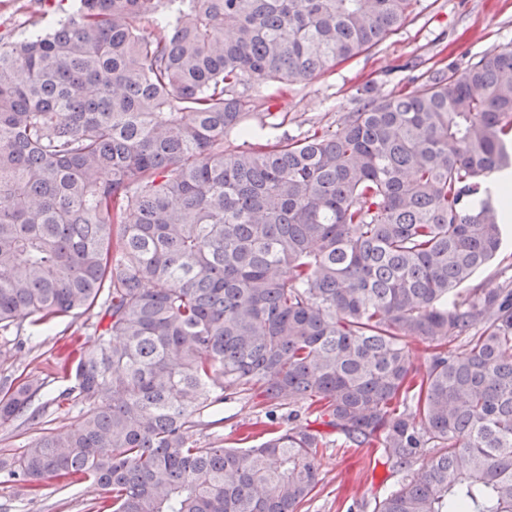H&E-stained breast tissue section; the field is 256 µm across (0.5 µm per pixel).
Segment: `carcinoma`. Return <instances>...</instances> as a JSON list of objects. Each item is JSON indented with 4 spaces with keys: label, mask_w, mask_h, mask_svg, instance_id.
<instances>
[{
    "label": "carcinoma",
    "mask_w": 512,
    "mask_h": 512,
    "mask_svg": "<svg viewBox=\"0 0 512 512\" xmlns=\"http://www.w3.org/2000/svg\"><path fill=\"white\" fill-rule=\"evenodd\" d=\"M412 2L59 0L0 29V332L94 319L57 363L80 419L5 481H88V512H299L319 423L399 476L361 512H512V279L472 284L507 228L512 48L366 84L334 131L252 125L255 85L325 75ZM43 386L0 378V425ZM254 390L257 444L192 441ZM493 193L497 196L500 207L504 210L507 220L512 221V173L504 172L493 186Z\"/></svg>",
    "instance_id": "cac0c4a2"
}]
</instances>
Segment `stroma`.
I'll use <instances>...</instances> for the list:
<instances>
[{
    "label": "stroma",
    "instance_id": "obj_1",
    "mask_svg": "<svg viewBox=\"0 0 512 512\" xmlns=\"http://www.w3.org/2000/svg\"><path fill=\"white\" fill-rule=\"evenodd\" d=\"M505 47L512 48V0H416L404 26L379 46L312 81L282 89L274 84L261 87L254 100L256 111L284 112L288 120L280 128L261 130L260 135L266 140L285 134L301 138L316 128L337 129L351 108L352 94L366 82L376 81L381 93H399L408 88L403 64L444 57L464 63ZM65 327V322H58L0 356V376L48 374L46 350L62 354L70 345ZM264 412L263 400L256 394L216 405L213 414L221 418V427L212 434H194L193 439L201 446L213 442L239 446L246 424ZM79 416L76 408L67 413L49 410L27 423L0 425V454H19L35 438L65 432ZM319 463L322 480L300 512H347L352 503L382 497L396 481L379 459H367L340 439L321 448ZM99 495V488L86 482L64 489L58 481L48 480L42 497L32 501L21 485L0 484V512H84Z\"/></svg>",
    "mask_w": 512,
    "mask_h": 512
}]
</instances>
